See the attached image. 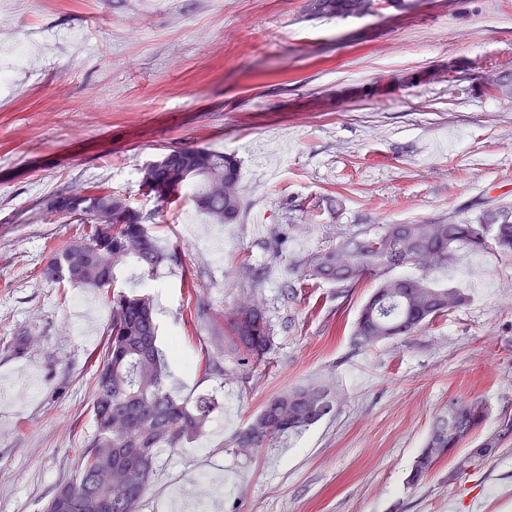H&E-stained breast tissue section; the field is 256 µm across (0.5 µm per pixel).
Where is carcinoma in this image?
Here are the masks:
<instances>
[{"label":"carcinoma","mask_w":512,"mask_h":512,"mask_svg":"<svg viewBox=\"0 0 512 512\" xmlns=\"http://www.w3.org/2000/svg\"><path fill=\"white\" fill-rule=\"evenodd\" d=\"M308 7L311 14L321 17L362 15L374 8V0H309ZM176 160L203 171L178 186L166 168H159L150 178L141 176L146 193L169 199L188 187L195 206L210 223L236 221L242 205L236 160L201 147L183 148ZM499 216L512 218V211H482L468 224H389L379 234H367L314 256L309 276L340 284L364 278L377 281L354 323L355 345L371 346L383 339L410 335L466 301L461 289L443 287L435 278L448 267L456 249L512 254V222L497 224ZM79 221L84 224L82 232L51 263L70 262L81 252L87 255L86 262L69 278L49 277L55 283L109 289L116 286L117 270L130 260L143 273L152 275L162 263L176 257L150 234L142 213L131 206L123 222L96 224L89 212L80 214ZM396 268H407L410 273L388 275ZM107 300L111 309L107 339L94 360L96 382L90 411L95 430L78 451L69 485L76 488L79 500L70 512H95L90 504L100 493L113 494L131 481L138 480L149 488L150 479H141L117 463L114 449L180 446L199 436L219 407L210 395L188 402L168 392V367L157 344L158 327L149 295L114 291ZM229 325L236 347L262 360L271 343L263 309L241 318L232 315ZM313 393L332 398L324 387L303 386L268 399L247 428L237 434L236 446L260 448L268 440L299 432L323 419L333 406L313 411L314 403L309 399ZM452 404V413L437 418L431 428L430 437L442 440V448L461 446L462 434L477 432L487 416V408L479 400L454 399ZM511 435L512 427L501 431L490 445L479 443L478 450L470 451L460 466L491 456Z\"/></svg>","instance_id":"carcinoma-1"}]
</instances>
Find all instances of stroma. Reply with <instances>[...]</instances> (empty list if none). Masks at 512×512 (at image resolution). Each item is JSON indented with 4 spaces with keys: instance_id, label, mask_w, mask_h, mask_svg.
Returning <instances> with one entry per match:
<instances>
[{
    "instance_id": "1",
    "label": "stroma",
    "mask_w": 512,
    "mask_h": 512,
    "mask_svg": "<svg viewBox=\"0 0 512 512\" xmlns=\"http://www.w3.org/2000/svg\"><path fill=\"white\" fill-rule=\"evenodd\" d=\"M308 0H14L0 11V512H42L74 475L110 310L41 270L81 226L56 213L104 188L146 216L174 261L117 286L149 294L173 395L221 403L203 435L156 452L140 512H214L184 486L219 477L222 512H512V438L469 467L455 449L405 483L449 399L512 419V256L448 266L465 305L417 333L355 346L373 282L305 281L306 263L389 224L512 208V0H374L315 18ZM31 52L17 63L19 46ZM236 157L243 203L211 224L140 170L172 149ZM265 311L264 361L226 319ZM24 336L29 345L14 353ZM214 359L217 372L199 370ZM320 383L334 409L241 451L263 403Z\"/></svg>"
}]
</instances>
